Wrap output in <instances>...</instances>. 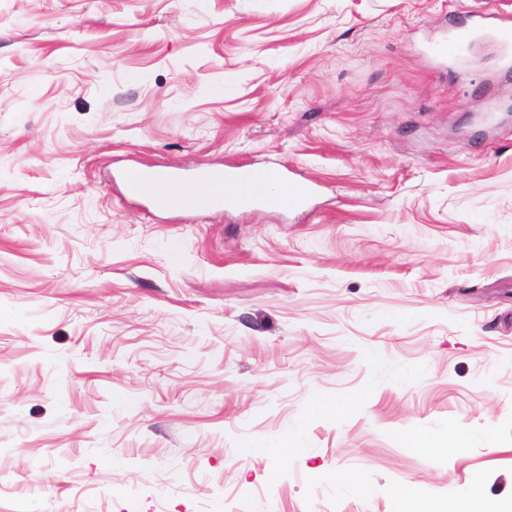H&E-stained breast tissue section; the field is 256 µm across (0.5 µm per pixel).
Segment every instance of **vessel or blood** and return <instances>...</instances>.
Returning <instances> with one entry per match:
<instances>
[{"label":"vessel or blood","instance_id":"b4317fda","mask_svg":"<svg viewBox=\"0 0 512 512\" xmlns=\"http://www.w3.org/2000/svg\"><path fill=\"white\" fill-rule=\"evenodd\" d=\"M472 31L456 29L429 43L428 56L438 62H455L461 59L467 43L472 41ZM274 174L270 171L246 167L231 170L205 169L200 171L193 185L178 195L161 194V186L175 183L176 172L168 167L133 168L123 175V191L127 197H153L155 203L170 210L221 211L227 207L262 204L272 208L299 209L306 205L315 190L314 183L284 180L283 195L268 193L266 186Z\"/></svg>","mask_w":512,"mask_h":512}]
</instances>
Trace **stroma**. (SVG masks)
<instances>
[{
	"label": "stroma",
	"mask_w": 512,
	"mask_h": 512,
	"mask_svg": "<svg viewBox=\"0 0 512 512\" xmlns=\"http://www.w3.org/2000/svg\"><path fill=\"white\" fill-rule=\"evenodd\" d=\"M473 11L512 23V0H0V512L512 504V71L489 41L424 52ZM139 163L319 190L175 212L124 196ZM290 429L307 455L258 447ZM421 429L494 444L427 461Z\"/></svg>",
	"instance_id": "35a3bbf8"
}]
</instances>
